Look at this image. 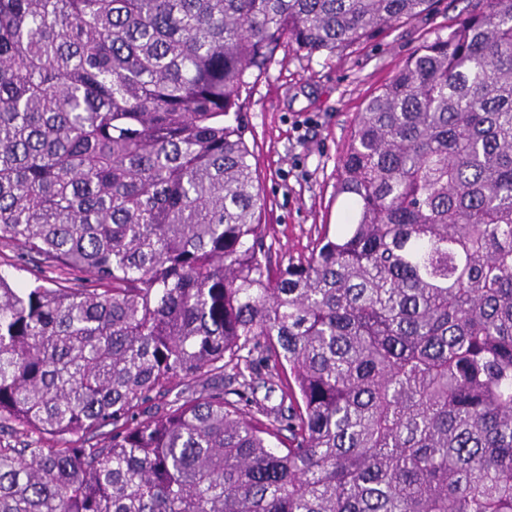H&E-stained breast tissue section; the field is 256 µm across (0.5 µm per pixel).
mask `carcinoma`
Returning a JSON list of instances; mask_svg holds the SVG:
<instances>
[{"instance_id":"cac0c4a2","label":"carcinoma","mask_w":512,"mask_h":512,"mask_svg":"<svg viewBox=\"0 0 512 512\" xmlns=\"http://www.w3.org/2000/svg\"><path fill=\"white\" fill-rule=\"evenodd\" d=\"M438 2L0 0V245L61 274L0 272V512H512V0L366 101L306 259L241 119Z\"/></svg>"}]
</instances>
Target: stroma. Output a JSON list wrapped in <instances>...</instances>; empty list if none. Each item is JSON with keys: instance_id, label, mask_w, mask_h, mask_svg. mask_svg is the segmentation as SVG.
Listing matches in <instances>:
<instances>
[{"instance_id": "35a3bbf8", "label": "stroma", "mask_w": 512, "mask_h": 512, "mask_svg": "<svg viewBox=\"0 0 512 512\" xmlns=\"http://www.w3.org/2000/svg\"><path fill=\"white\" fill-rule=\"evenodd\" d=\"M467 0H441L429 15L405 21L335 55L306 57L281 46L243 91L246 141L264 198L266 243L279 258L309 255L321 233H336V180L365 101L407 54L447 34Z\"/></svg>"}]
</instances>
